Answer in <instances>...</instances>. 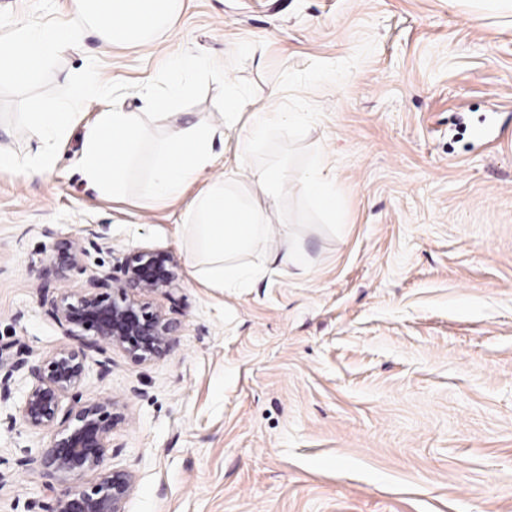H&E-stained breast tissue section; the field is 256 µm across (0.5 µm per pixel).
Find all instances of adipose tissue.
Masks as SVG:
<instances>
[{
  "label": "adipose tissue",
  "mask_w": 512,
  "mask_h": 512,
  "mask_svg": "<svg viewBox=\"0 0 512 512\" xmlns=\"http://www.w3.org/2000/svg\"><path fill=\"white\" fill-rule=\"evenodd\" d=\"M180 89L150 94L148 109L129 112L120 107L103 106V83L96 72H89L73 94V103L65 107L43 101L39 111L26 113L32 136L42 149L35 156L21 159L0 150V172L31 182L53 169L56 146L76 125H83V144L78 164L85 179L104 194H122L137 169L145 196L166 200L181 197L214 162L215 141L226 131L236 134L234 160L224 168L223 176L213 178L207 188L186 205L187 222L183 230L198 262L199 277L214 288H245L263 278L265 263L241 264V252L256 248L273 236L269 212L276 207L288 183L311 199L328 215L336 213V188L325 172L323 160L306 168L296 180L273 166L254 169L251 156L256 143L275 139L293 119L289 112H255L252 101L236 87L224 93L225 129L193 124L172 127L173 101ZM100 105L91 123L81 124L78 111L87 103ZM171 126L168 136L149 139L148 124Z\"/></svg>",
  "instance_id": "obj_1"
}]
</instances>
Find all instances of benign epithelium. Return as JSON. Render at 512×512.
Instances as JSON below:
<instances>
[{
  "label": "benign epithelium",
  "mask_w": 512,
  "mask_h": 512,
  "mask_svg": "<svg viewBox=\"0 0 512 512\" xmlns=\"http://www.w3.org/2000/svg\"><path fill=\"white\" fill-rule=\"evenodd\" d=\"M55 239L48 270L64 278L82 271L84 243ZM113 269L92 275L79 291H62L50 299L51 313L70 343L44 356L27 357L0 350V393L12 380L26 383L24 398L9 423L49 435L41 452L21 461L46 479L53 494L49 512H125L135 480L127 470H108L105 458L112 448V431L125 422L119 402L109 397L77 398L65 407L63 399L78 393L89 371L91 353L122 351L131 362L145 364L167 355L176 342L177 322L153 296L168 297L178 287L177 263L168 252L140 247L118 260ZM94 474L91 481L84 476Z\"/></svg>",
  "instance_id": "1"
}]
</instances>
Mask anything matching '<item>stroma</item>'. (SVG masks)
<instances>
[{
  "label": "stroma",
  "instance_id": "1",
  "mask_svg": "<svg viewBox=\"0 0 512 512\" xmlns=\"http://www.w3.org/2000/svg\"><path fill=\"white\" fill-rule=\"evenodd\" d=\"M169 31L139 47L85 31L57 85L100 62L110 104L146 109L184 47L222 57L257 106L294 125L252 156L299 175L322 157L338 210L296 190L270 212L305 271L239 290L208 288L183 239L185 200L136 182L99 195L77 159L25 183L0 173V347L44 355L66 343L42 293L76 291L139 247L172 253L178 344L144 365L108 350L83 398L126 403L107 468L134 473L125 512H512V17L473 0H182ZM238 52L225 57L228 46ZM177 123L224 125L223 82L201 74ZM83 272L49 275L52 227L85 239ZM56 236V237H57ZM139 395H132V388ZM48 443L0 423V512H47L52 499L20 459Z\"/></svg>",
  "mask_w": 512,
  "mask_h": 512
}]
</instances>
